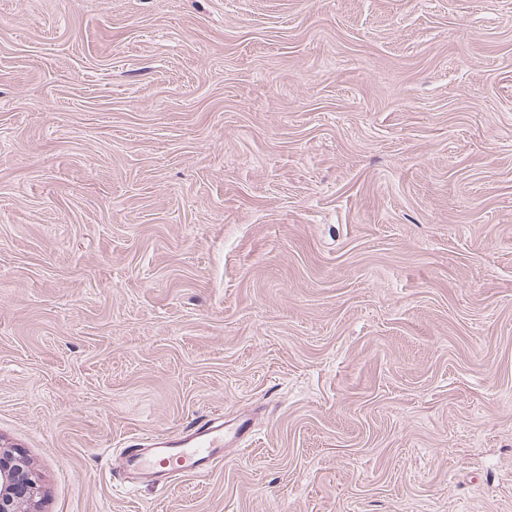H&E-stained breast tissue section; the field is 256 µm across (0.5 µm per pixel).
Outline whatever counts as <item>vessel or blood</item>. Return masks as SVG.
Returning a JSON list of instances; mask_svg holds the SVG:
<instances>
[{"label": "vessel or blood", "instance_id": "vessel-or-blood-1", "mask_svg": "<svg viewBox=\"0 0 512 512\" xmlns=\"http://www.w3.org/2000/svg\"><path fill=\"white\" fill-rule=\"evenodd\" d=\"M253 420L243 417L234 425L213 417L194 427L152 437L148 447L129 444L124 456L127 475L156 483L175 475H205L223 463L231 446L241 443L250 433Z\"/></svg>", "mask_w": 512, "mask_h": 512}]
</instances>
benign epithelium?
<instances>
[{
  "label": "benign epithelium",
  "instance_id": "1",
  "mask_svg": "<svg viewBox=\"0 0 512 512\" xmlns=\"http://www.w3.org/2000/svg\"><path fill=\"white\" fill-rule=\"evenodd\" d=\"M41 497L27 458L0 444V512H39Z\"/></svg>",
  "mask_w": 512,
  "mask_h": 512
}]
</instances>
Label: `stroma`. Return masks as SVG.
Wrapping results in <instances>:
<instances>
[{"instance_id": "1", "label": "stroma", "mask_w": 512, "mask_h": 512, "mask_svg": "<svg viewBox=\"0 0 512 512\" xmlns=\"http://www.w3.org/2000/svg\"><path fill=\"white\" fill-rule=\"evenodd\" d=\"M0 443L41 512H512V0H0ZM253 419L242 417L224 426L222 417L198 422L194 428L152 437L148 448H137L132 440L125 448L124 467L132 479H150L164 483L176 474L206 475L224 462L226 452L250 433Z\"/></svg>"}]
</instances>
